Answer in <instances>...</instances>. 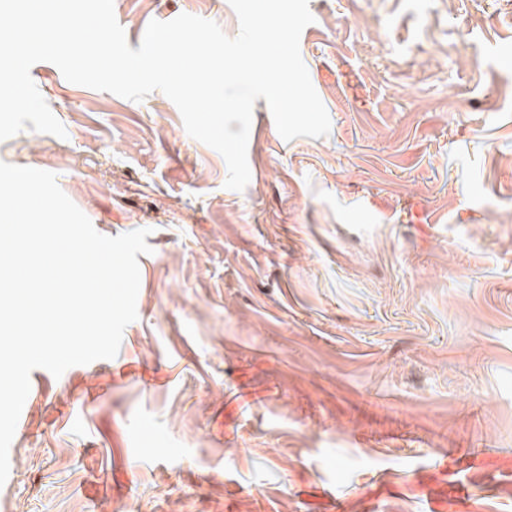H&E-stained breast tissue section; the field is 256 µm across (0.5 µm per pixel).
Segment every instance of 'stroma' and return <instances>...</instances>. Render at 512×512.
<instances>
[{
  "instance_id": "obj_1",
  "label": "stroma",
  "mask_w": 512,
  "mask_h": 512,
  "mask_svg": "<svg viewBox=\"0 0 512 512\" xmlns=\"http://www.w3.org/2000/svg\"><path fill=\"white\" fill-rule=\"evenodd\" d=\"M331 119L256 100L251 179L142 102L31 77L53 172L107 236L150 229L117 356L33 370L0 512H512V0H309ZM131 48L228 0H114Z\"/></svg>"
}]
</instances>
